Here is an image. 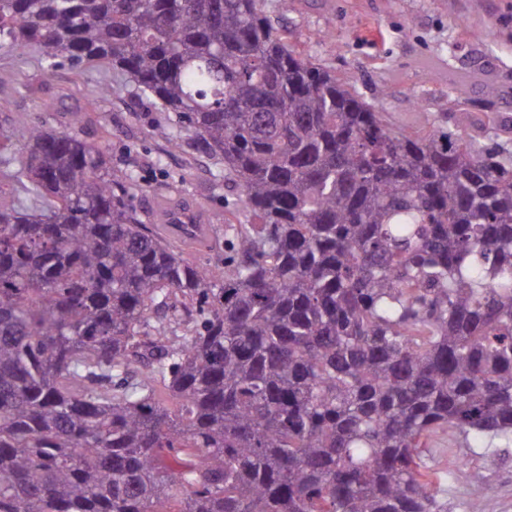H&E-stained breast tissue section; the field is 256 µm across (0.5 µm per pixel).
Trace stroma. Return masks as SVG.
Returning <instances> with one entry per match:
<instances>
[{"mask_svg": "<svg viewBox=\"0 0 512 512\" xmlns=\"http://www.w3.org/2000/svg\"><path fill=\"white\" fill-rule=\"evenodd\" d=\"M272 23L324 67L353 83L365 97L384 89L378 103L387 123L411 128L424 121L454 126L470 115L468 134L478 145L512 149V0H267ZM500 90L484 103V83ZM114 94L103 97L101 86ZM72 131L101 145L112 173L135 175L129 205L143 223L190 214L211 225L206 245L194 248L208 265L224 262V229L241 212L239 191L219 165L190 144L172 148L162 131H179L160 111L101 64L61 60L45 75L40 54L0 51V129L19 124ZM466 465H459V458ZM426 461L446 483L448 512L480 498L483 512H512V453L488 458L473 439L449 437ZM485 486H476L473 469Z\"/></svg>", "mask_w": 512, "mask_h": 512, "instance_id": "1", "label": "stroma"}]
</instances>
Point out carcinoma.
I'll list each match as a JSON object with an SVG mask.
<instances>
[{
    "mask_svg": "<svg viewBox=\"0 0 512 512\" xmlns=\"http://www.w3.org/2000/svg\"><path fill=\"white\" fill-rule=\"evenodd\" d=\"M264 2L0 0L1 52L111 66L247 217L208 269L101 146L0 136V512H448L432 439L512 446V166L466 112L390 126Z\"/></svg>",
    "mask_w": 512,
    "mask_h": 512,
    "instance_id": "obj_1",
    "label": "carcinoma"
}]
</instances>
